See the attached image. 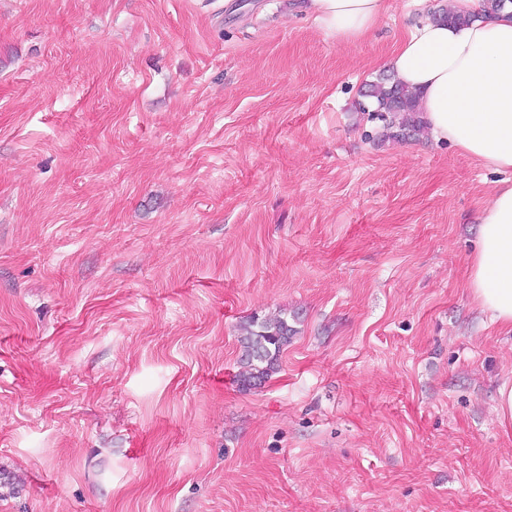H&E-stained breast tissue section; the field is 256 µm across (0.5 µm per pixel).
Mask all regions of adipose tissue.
<instances>
[{
	"instance_id": "obj_1",
	"label": "adipose tissue",
	"mask_w": 512,
	"mask_h": 512,
	"mask_svg": "<svg viewBox=\"0 0 512 512\" xmlns=\"http://www.w3.org/2000/svg\"><path fill=\"white\" fill-rule=\"evenodd\" d=\"M484 0H452L456 23L412 25L385 67L419 94L427 133L481 166L512 171V5L481 17ZM387 0H305L304 10L342 42L363 39ZM467 290L482 312L512 332V180L488 197Z\"/></svg>"
}]
</instances>
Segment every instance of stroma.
I'll return each instance as SVG.
<instances>
[{
	"instance_id": "obj_1",
	"label": "stroma",
	"mask_w": 512,
	"mask_h": 512,
	"mask_svg": "<svg viewBox=\"0 0 512 512\" xmlns=\"http://www.w3.org/2000/svg\"><path fill=\"white\" fill-rule=\"evenodd\" d=\"M440 2L0 0V512H512L500 175L357 110ZM303 7L340 42H356L375 27L387 0H305ZM466 287L482 312L512 332V180L501 182L483 207ZM288 317L251 318L240 326L243 348L236 380L242 389L261 385L279 367L280 355L296 334ZM497 413L503 425L512 423V381H503L497 390Z\"/></svg>"
}]
</instances>
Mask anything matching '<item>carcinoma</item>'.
I'll use <instances>...</instances> for the list:
<instances>
[{
    "label": "carcinoma",
    "instance_id": "obj_1",
    "mask_svg": "<svg viewBox=\"0 0 512 512\" xmlns=\"http://www.w3.org/2000/svg\"><path fill=\"white\" fill-rule=\"evenodd\" d=\"M364 96L373 99L374 115L383 123L382 135L405 137L422 126L418 94L391 76L368 84ZM296 334L285 316L252 318L240 326L239 342L243 348L236 375L245 390L262 384L279 367L280 355Z\"/></svg>",
    "mask_w": 512,
    "mask_h": 512
}]
</instances>
